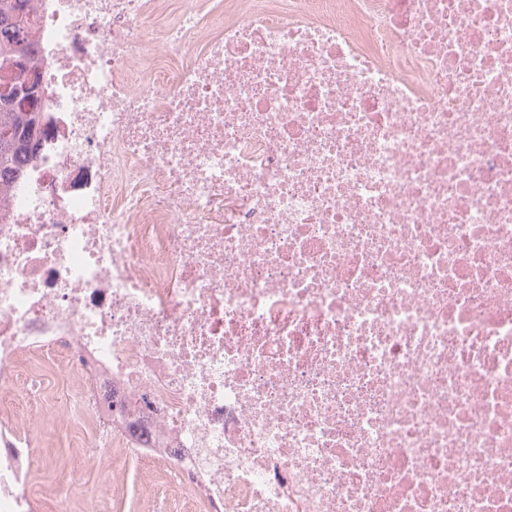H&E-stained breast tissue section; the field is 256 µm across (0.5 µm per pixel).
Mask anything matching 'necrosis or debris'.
I'll use <instances>...</instances> for the list:
<instances>
[{
  "instance_id": "4bbe7bcc",
  "label": "necrosis or debris",
  "mask_w": 512,
  "mask_h": 512,
  "mask_svg": "<svg viewBox=\"0 0 512 512\" xmlns=\"http://www.w3.org/2000/svg\"><path fill=\"white\" fill-rule=\"evenodd\" d=\"M0 512H512V0H30ZM48 444L47 454L50 465L42 474L43 482L54 483L59 472L66 469V477L69 481L92 489L97 496L112 497V512H147L143 511L144 478L134 458L127 457L119 461L123 474L120 482L113 484L112 474L111 482L107 478L100 477L101 469L92 464L88 453L86 456H76L73 448H68L61 436ZM79 460L84 462L77 467Z\"/></svg>"
}]
</instances>
